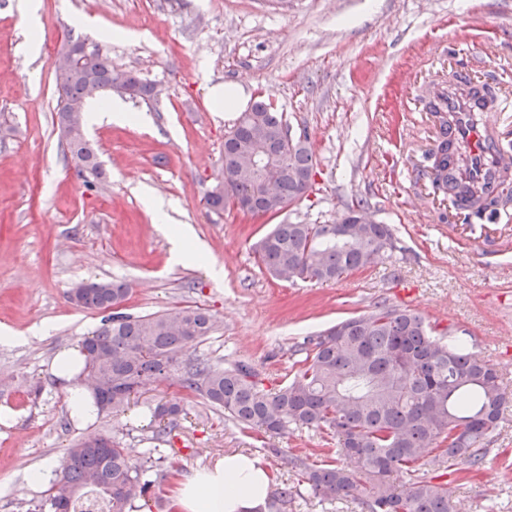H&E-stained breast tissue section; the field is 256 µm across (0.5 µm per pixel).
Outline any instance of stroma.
I'll list each match as a JSON object with an SVG mask.
<instances>
[{"label": "stroma", "mask_w": 512, "mask_h": 512, "mask_svg": "<svg viewBox=\"0 0 512 512\" xmlns=\"http://www.w3.org/2000/svg\"><path fill=\"white\" fill-rule=\"evenodd\" d=\"M15 2L0 0V327L20 336L0 344V412L12 416L0 425V512H29L42 493L26 475L59 464L88 434L109 432L143 460L156 445L150 409L174 397L185 416L156 446L180 469L157 464L140 512H162L159 500L178 482L234 453L272 474L267 512H368L364 497L327 503L298 480L297 462L320 464L335 438L293 428L256 438L174 377L144 386L124 412L85 426L72 419L51 362L101 323V312L68 298L90 280L126 282V314L207 310L217 327L188 356L251 365L269 388L299 369L304 336L378 303L449 328L452 341L496 367L507 400L482 464L449 470L454 504L512 512V248L488 258L463 244L468 220L425 173L437 135L428 90L439 83L489 88L498 109L488 118L512 144V0H40V49L27 64ZM84 14L96 30L77 27ZM72 37L105 42L114 69L155 87L152 103L126 102L148 125L85 128L104 169L91 188L55 118L53 59ZM235 83L248 103L270 102L306 132L317 163L307 198L275 219L206 203L237 119L215 111L210 90ZM356 200L393 230V248L372 267L327 283L280 281L259 268L252 245L272 223L330 224ZM170 223L193 227L209 264L171 262Z\"/></svg>", "instance_id": "35a3bbf8"}]
</instances>
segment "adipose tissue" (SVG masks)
Instances as JSON below:
<instances>
[{
    "mask_svg": "<svg viewBox=\"0 0 512 512\" xmlns=\"http://www.w3.org/2000/svg\"><path fill=\"white\" fill-rule=\"evenodd\" d=\"M82 366L83 355L75 347L56 356L53 371L67 383L71 416L87 424L95 420L98 409L87 388L72 382ZM270 485L269 472L258 458L232 454L180 482L174 506L177 512H259Z\"/></svg>",
    "mask_w": 512,
    "mask_h": 512,
    "instance_id": "obj_1",
    "label": "adipose tissue"
}]
</instances>
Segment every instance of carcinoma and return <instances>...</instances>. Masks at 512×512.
<instances>
[{"label": "carcinoma", "mask_w": 512, "mask_h": 512, "mask_svg": "<svg viewBox=\"0 0 512 512\" xmlns=\"http://www.w3.org/2000/svg\"><path fill=\"white\" fill-rule=\"evenodd\" d=\"M90 85L109 94L118 89L145 103L154 99L152 84L112 69L98 46L78 66L59 72L57 124L78 131L65 144L87 186L104 175L97 150L83 133ZM249 113L224 138L228 178L224 187L209 192L207 204L219 211L243 200L250 213L274 218L307 197L318 171L307 143L288 137L283 113L264 100ZM245 145L271 161V193L252 176L233 177ZM430 159L443 174L434 182L437 190L476 204L480 211L502 202L501 195L488 198L458 177L465 159L448 151L447 140L437 138ZM363 210L362 201L347 206L340 224H276L255 243L256 258L282 281L335 282L369 268L391 245L392 230L387 224L355 223ZM129 292L121 281H89L72 288L69 297L81 308L106 311ZM214 330L213 316L201 308L103 318L81 349L98 411L120 412L143 385L178 371L182 389L224 410L244 429L280 434L306 428L332 434L336 459L302 468L303 482L330 502L364 494L369 512H451L448 482L440 474H425L424 468L479 465L485 456L480 443L503 416L498 370L464 345L444 342L447 331L407 308L379 305L307 338L302 367L277 389L265 388L246 364L223 368L199 358L181 360ZM182 413L179 399L157 404L152 417L162 428L153 439L170 436ZM154 452L147 449L145 461L138 463L107 433L80 439L67 451L65 470L31 512H132L154 484L148 466Z\"/></svg>", "instance_id": "obj_1"}]
</instances>
